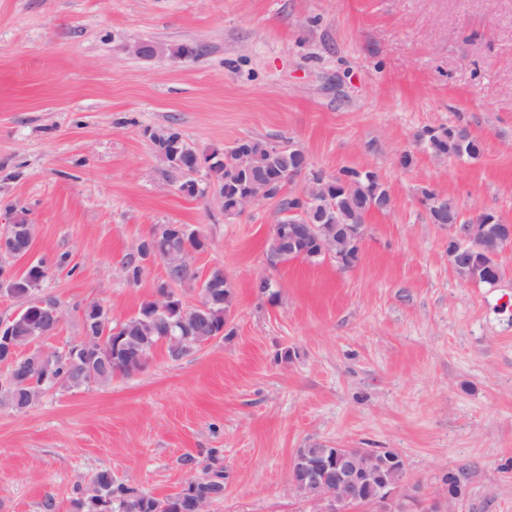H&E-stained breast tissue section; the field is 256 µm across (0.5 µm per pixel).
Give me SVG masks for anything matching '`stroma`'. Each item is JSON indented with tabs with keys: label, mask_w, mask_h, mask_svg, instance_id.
Returning <instances> with one entry per match:
<instances>
[{
	"label": "stroma",
	"mask_w": 512,
	"mask_h": 512,
	"mask_svg": "<svg viewBox=\"0 0 512 512\" xmlns=\"http://www.w3.org/2000/svg\"><path fill=\"white\" fill-rule=\"evenodd\" d=\"M448 123L478 159L423 151ZM170 124L202 151L252 137L329 175L374 169L393 209L356 267H270L277 201L229 218L182 195L146 135ZM424 187L512 223V0H0V227L36 226L12 266L48 269L35 295L66 312L48 348L80 339L87 303L117 324L154 295L162 262L135 282L122 265L157 224L199 229L194 271L233 289L225 336L189 356L0 405V512H77L102 470L162 499L207 466L208 512H309L288 480L311 444L398 449L423 489L458 474L455 512H512V247L495 286L462 281ZM195 482V496L194 499H202L206 506L211 501H217L224 495V471L208 469L202 476L192 477Z\"/></svg>",
	"instance_id": "35a3bbf8"
}]
</instances>
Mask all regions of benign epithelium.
<instances>
[{
	"label": "benign epithelium",
	"instance_id": "obj_1",
	"mask_svg": "<svg viewBox=\"0 0 512 512\" xmlns=\"http://www.w3.org/2000/svg\"><path fill=\"white\" fill-rule=\"evenodd\" d=\"M270 200L267 182L252 180L237 201V210L243 214ZM36 225L22 227L8 225L0 232V257L15 259L22 245H33ZM367 236L365 224H277L271 227L269 239L274 250L267 253L268 263H280V250L299 252V258L313 262L322 257L333 258L349 267L357 265L362 257ZM512 245V225L496 221L487 212L474 216V224L464 228L448 225V260L458 276L467 282L490 279L497 282L501 276L499 254ZM198 249L188 243L164 250L152 249L147 261L159 260L165 270L190 269ZM199 299L195 314L208 310L213 281L202 278L197 284ZM45 308L46 328L37 342L44 343L57 333L65 318L64 309L57 303L34 300ZM111 314L97 321L100 341L112 337V365L130 353L126 337L119 329H110ZM290 490L306 500L311 512H353L360 505L370 512H402L401 501L412 493L419 498V512H452L453 498L447 488L428 493L410 480L402 454L395 448H334L320 458L294 457L290 471Z\"/></svg>",
	"mask_w": 512,
	"mask_h": 512
}]
</instances>
